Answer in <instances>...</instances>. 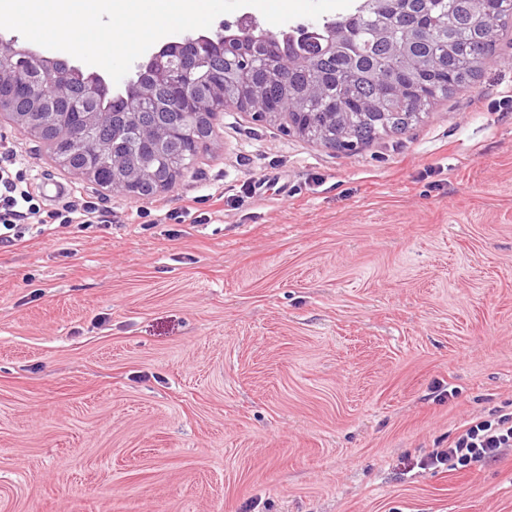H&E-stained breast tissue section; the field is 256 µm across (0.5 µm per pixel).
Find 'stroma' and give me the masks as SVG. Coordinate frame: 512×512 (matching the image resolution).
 <instances>
[{
    "label": "stroma",
    "instance_id": "1",
    "mask_svg": "<svg viewBox=\"0 0 512 512\" xmlns=\"http://www.w3.org/2000/svg\"><path fill=\"white\" fill-rule=\"evenodd\" d=\"M129 199L0 122L45 209L0 247V512H512V27L474 83L343 153L242 112ZM504 448H512V410L472 419L448 442L447 448L432 449L420 463L463 469L496 459Z\"/></svg>",
    "mask_w": 512,
    "mask_h": 512
}]
</instances>
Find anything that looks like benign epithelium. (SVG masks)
Masks as SVG:
<instances>
[{"label":"benign epithelium","mask_w":512,"mask_h":512,"mask_svg":"<svg viewBox=\"0 0 512 512\" xmlns=\"http://www.w3.org/2000/svg\"><path fill=\"white\" fill-rule=\"evenodd\" d=\"M217 38L186 34L170 41L161 50L134 63L131 75L123 80V92L112 91V82L97 73H84L65 60L49 59L16 47L15 38H0V112L11 116L22 132L50 143L55 159L89 179L96 186L118 196L140 198L147 190L158 192L172 186L180 176L174 166H163L182 138L196 151H219L223 141L212 135L196 136L217 115L246 111L252 121L275 122L287 118L284 131L304 135L308 113L279 112L274 103L257 102L260 93L251 82L259 58L260 45L277 40L269 30H261L249 16L236 23L220 25ZM293 56H276L267 61L279 85L288 89L293 72ZM231 69L237 78V93L231 101L224 96V75ZM26 88L29 106L19 112L2 90ZM119 99L126 108L111 112L110 139L103 142L88 136L104 118L99 104ZM136 129L139 146L116 153L112 143L127 141ZM112 168V180L97 178L102 162Z\"/></svg>","instance_id":"1"}]
</instances>
